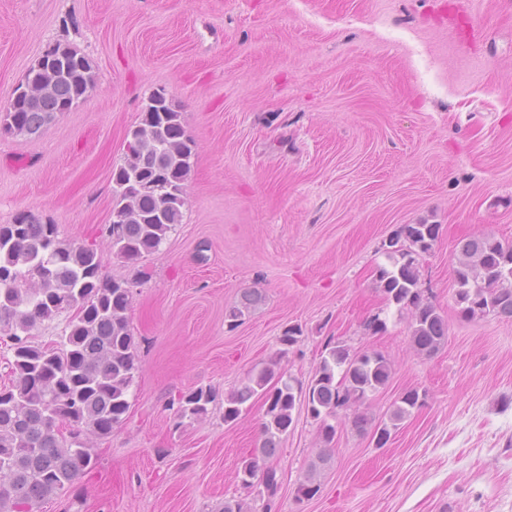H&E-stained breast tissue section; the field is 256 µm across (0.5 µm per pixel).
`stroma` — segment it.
Wrapping results in <instances>:
<instances>
[{"label":"stroma","instance_id":"stroma-1","mask_svg":"<svg viewBox=\"0 0 512 512\" xmlns=\"http://www.w3.org/2000/svg\"><path fill=\"white\" fill-rule=\"evenodd\" d=\"M88 57L96 84L39 136L0 135V224L25 212L112 254V170L149 97L165 89L194 143L182 222L143 265L129 318L138 343L127 419L94 440L98 464L37 512H220L264 402L232 424L223 398L300 327L281 366L310 383L327 341L378 351L381 420L409 388L423 406L385 447L336 414L321 490L299 501L322 446L297 403L279 443L277 512H512V319L455 303L461 239L512 242V0H0V106L46 48ZM440 227L421 288L448 322L417 352L408 315L376 285L382 244ZM262 296L238 326L226 309ZM385 321L367 330L372 318ZM218 397L202 421L168 403ZM216 399V390L212 387H199L182 393L177 399L169 402V408L174 410L177 419L192 421L202 420L208 416L209 405ZM176 405V408H175Z\"/></svg>","mask_w":512,"mask_h":512}]
</instances>
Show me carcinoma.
<instances>
[{"label":"carcinoma","instance_id":"carcinoma-1","mask_svg":"<svg viewBox=\"0 0 512 512\" xmlns=\"http://www.w3.org/2000/svg\"><path fill=\"white\" fill-rule=\"evenodd\" d=\"M47 91L19 99L0 123L17 135H36L68 107L81 103L93 89L90 60L66 44L57 43L28 71ZM134 146L112 170V213L117 223L105 228L112 254L136 269L137 278L118 280L104 271L97 249L59 237L55 224L28 214L0 224V335L10 340L6 358L9 381L0 387V512H35L36 505L73 488L76 480L97 464L88 440L112 436L126 420L129 396L139 368V354L128 317L133 288L148 273L142 261L158 252L187 204L185 182L193 165V147L182 112L148 100L133 129ZM440 225L406 224L383 251L376 283L388 300L410 312L409 336L424 353L440 349L448 323L427 301L420 288V258L439 238ZM454 296L465 318L512 319V243L492 235L459 243L454 269ZM261 300L255 291L225 317L237 324L244 311ZM67 315L57 338L33 341L32 331L46 320ZM302 337L290 327L280 337L284 355ZM389 359L380 352L354 353L341 342H329L312 378L306 407L319 422L324 443L319 459L328 460L336 436L330 420L342 408L362 405L389 381ZM298 380L270 360L224 397V422H235L255 397L266 406L260 423L261 443L243 460L242 482L254 489L248 506L224 502L222 512H274L279 482L271 460L288 434L297 404ZM216 399L212 387H199L169 402L183 420H202ZM424 404L417 389L404 391L372 424L362 412L351 420L354 430L368 428L384 447L414 409ZM320 492L317 470L297 485L296 497Z\"/></svg>","mask_w":512,"mask_h":512}]
</instances>
